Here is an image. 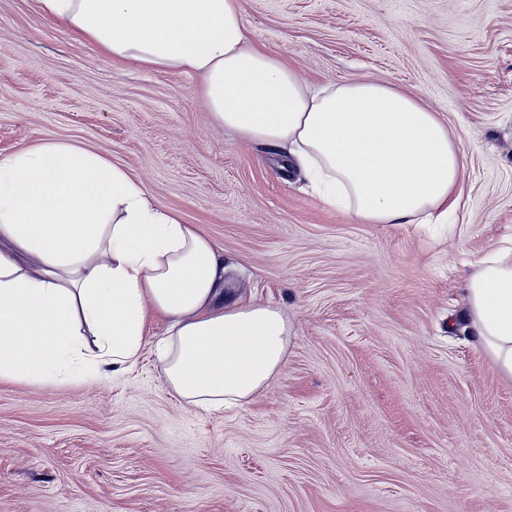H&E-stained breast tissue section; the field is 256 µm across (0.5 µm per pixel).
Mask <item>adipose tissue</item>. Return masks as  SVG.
<instances>
[{
    "mask_svg": "<svg viewBox=\"0 0 512 512\" xmlns=\"http://www.w3.org/2000/svg\"><path fill=\"white\" fill-rule=\"evenodd\" d=\"M119 68L200 81L214 122L281 149L365 224H419L456 206L463 157L415 97L360 77L310 86L254 44L239 0H32ZM474 344L512 378V248L475 263ZM157 358L193 408L250 402L281 372L290 326L269 304L224 302V261L195 225L98 152L43 141L0 155V381L83 382Z\"/></svg>",
    "mask_w": 512,
    "mask_h": 512,
    "instance_id": "1",
    "label": "adipose tissue"
}]
</instances>
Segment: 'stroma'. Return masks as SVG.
<instances>
[{"mask_svg":"<svg viewBox=\"0 0 512 512\" xmlns=\"http://www.w3.org/2000/svg\"><path fill=\"white\" fill-rule=\"evenodd\" d=\"M312 84L367 75L438 112L464 159L444 224H363L198 86L120 70L0 0V154L89 147L196 225L292 326L233 409L187 410L154 355L112 378L0 381V512H512V379L463 330L474 262L512 239V0H239Z\"/></svg>","mask_w":512,"mask_h":512,"instance_id":"obj_1","label":"stroma"}]
</instances>
